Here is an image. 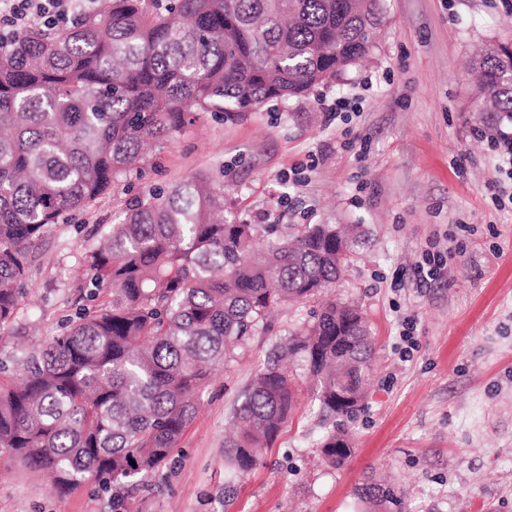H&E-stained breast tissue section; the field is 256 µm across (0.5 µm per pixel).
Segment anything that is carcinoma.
Listing matches in <instances>:
<instances>
[{"label":"carcinoma","mask_w":512,"mask_h":512,"mask_svg":"<svg viewBox=\"0 0 512 512\" xmlns=\"http://www.w3.org/2000/svg\"><path fill=\"white\" fill-rule=\"evenodd\" d=\"M385 0H98L67 27L0 41V333L26 296L34 244L91 206L201 113L231 118L304 100L378 50ZM478 111L512 119V51L475 54ZM358 235L305 224L267 241L224 210L201 175L150 190L103 230L90 280L112 299L13 357L0 380V454L48 472L67 492L93 479L119 500L165 465L203 403L276 308L335 287ZM366 317L328 299L276 345L224 439L233 475L255 469L313 383L319 410L350 416L373 369ZM332 468L351 457L331 430ZM135 464H130V460ZM360 512H402L394 483L356 489Z\"/></svg>","instance_id":"obj_1"}]
</instances>
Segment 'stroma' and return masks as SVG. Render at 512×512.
<instances>
[{
	"label": "stroma",
	"mask_w": 512,
	"mask_h": 512,
	"mask_svg": "<svg viewBox=\"0 0 512 512\" xmlns=\"http://www.w3.org/2000/svg\"><path fill=\"white\" fill-rule=\"evenodd\" d=\"M385 5L379 49L343 82L234 118L201 114L50 228L32 249L17 323L0 337L7 362L29 327L47 343L76 311L93 310L78 285L98 227L151 189L207 174L245 223L357 225L362 244L332 294L367 317L376 366L359 410L340 422L353 440L348 464L323 463L334 424L304 382L263 465L241 477L224 466L242 392L272 344L319 309L314 297L275 312L217 372L178 452L123 507L97 483L61 493L37 469L0 457V512H353L368 475L401 485L406 512H512V207H498L489 188L500 161L474 110L470 65L479 46L512 45V0ZM338 99L348 109L326 111ZM449 245L457 254L420 284L415 266ZM407 317L415 347L406 358Z\"/></svg>",
	"instance_id": "35a3bbf8"
}]
</instances>
